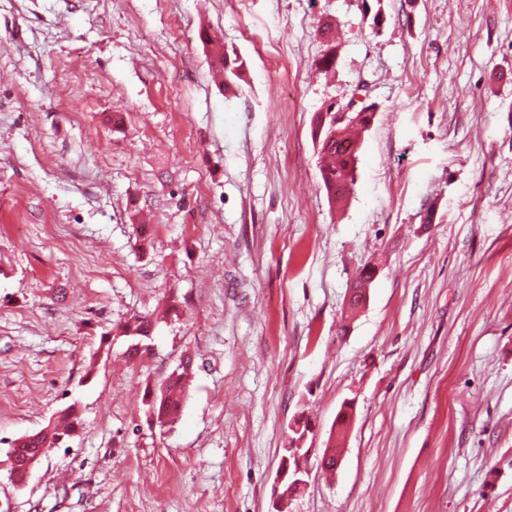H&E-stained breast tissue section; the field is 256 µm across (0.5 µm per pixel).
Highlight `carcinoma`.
<instances>
[{
	"mask_svg": "<svg viewBox=\"0 0 512 512\" xmlns=\"http://www.w3.org/2000/svg\"><path fill=\"white\" fill-rule=\"evenodd\" d=\"M375 112L373 106H368L358 112H342L330 105L325 112L316 113L313 129V140L317 143L318 152L331 147L333 155L338 162L327 165L321 169L323 185L330 199H336V193L346 194L356 182L357 163L362 141L352 135V131H366L373 123ZM377 274L373 265L363 267L358 274V284L354 300L350 301V308L359 307L360 300L364 299L363 286L371 284ZM153 321L150 316H136L121 327V335L134 341L127 353L133 357L138 353L136 341L150 336ZM191 361H183L170 373L154 393L146 394L148 407L156 423L162 427L174 423L177 412L186 396L189 383ZM75 406L70 405L63 409L56 417L51 428L45 432L34 435L32 442L40 448H53L60 443L63 437L70 435L76 428ZM288 485L284 487L287 494L286 503L281 512H293L296 494L299 491L298 482L305 475L307 456L306 449L295 447L288 451Z\"/></svg>",
	"mask_w": 512,
	"mask_h": 512,
	"instance_id": "carcinoma-1",
	"label": "carcinoma"
}]
</instances>
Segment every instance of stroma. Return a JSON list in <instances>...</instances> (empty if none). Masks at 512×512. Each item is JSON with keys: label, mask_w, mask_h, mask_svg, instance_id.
Here are the masks:
<instances>
[{"label": "stroma", "mask_w": 512, "mask_h": 512, "mask_svg": "<svg viewBox=\"0 0 512 512\" xmlns=\"http://www.w3.org/2000/svg\"><path fill=\"white\" fill-rule=\"evenodd\" d=\"M332 104L376 107L339 203ZM299 417L297 512H512V0H0V512H271ZM153 325L154 323L150 316H136L121 327V334L122 336L129 337L131 340L138 342V340L150 336ZM191 360L183 361L170 373L154 393L147 391L148 407L156 423L161 427L171 426L186 396ZM76 420L77 416L75 406L70 405L59 413L54 424H52L51 421L49 422L48 426L45 427L47 432H41L34 435L32 443H36L40 446L35 445L29 448L26 442L28 440L27 438H21L16 441L14 444L17 445L13 446L12 451L14 452V456L18 464V469L23 468V464L27 459H32L39 456V454L25 455L22 451L23 448H28L25 453L38 451V448H42V452L43 448H54L58 443L62 441L64 436H70V432L74 431L76 428ZM49 426H51V428H49Z\"/></svg>", "instance_id": "35a3bbf8"}]
</instances>
